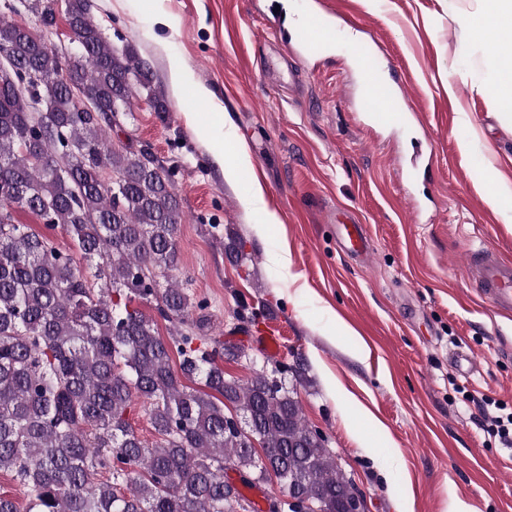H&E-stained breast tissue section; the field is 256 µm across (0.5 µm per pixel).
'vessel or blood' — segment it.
Listing matches in <instances>:
<instances>
[{
    "mask_svg": "<svg viewBox=\"0 0 512 512\" xmlns=\"http://www.w3.org/2000/svg\"><path fill=\"white\" fill-rule=\"evenodd\" d=\"M335 28V10H311L307 15L306 26L293 31L301 56L310 60L320 56L330 32ZM375 58L371 42H363L359 62L365 83V110L372 122H393L399 117L398 112L390 107L396 96L395 89L391 83L381 79L374 66ZM336 237L346 251L365 256L366 249L359 225L337 224ZM468 266L482 299L488 300L498 312L512 314V263L503 261L496 251L484 247L472 252Z\"/></svg>",
    "mask_w": 512,
    "mask_h": 512,
    "instance_id": "obj_1",
    "label": "vessel or blood"
}]
</instances>
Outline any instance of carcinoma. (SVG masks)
Instances as JSON below:
<instances>
[{
  "label": "carcinoma",
  "instance_id": "obj_1",
  "mask_svg": "<svg viewBox=\"0 0 512 512\" xmlns=\"http://www.w3.org/2000/svg\"><path fill=\"white\" fill-rule=\"evenodd\" d=\"M37 25L58 0H23ZM93 0H65L75 53L0 11V471L13 473L26 512H258L243 493L276 479L316 512H341L351 480L305 418L288 377L269 361L241 382L220 360L245 349L201 334L205 309L173 275L181 210L172 171L144 149L112 143L151 71L95 22ZM49 158L55 169L45 167ZM32 213L76 253L15 222ZM156 303L172 324L133 306ZM180 358V372L171 355ZM204 380L208 394L184 384ZM141 401L158 445L128 414ZM241 487L224 483V468Z\"/></svg>",
  "mask_w": 512,
  "mask_h": 512
}]
</instances>
